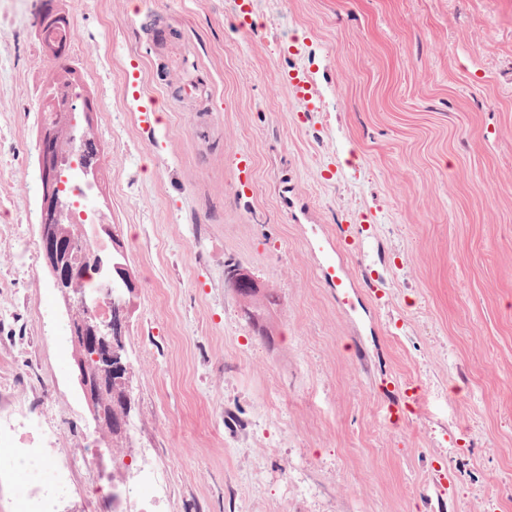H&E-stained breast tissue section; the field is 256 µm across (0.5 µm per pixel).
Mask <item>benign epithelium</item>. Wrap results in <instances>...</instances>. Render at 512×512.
<instances>
[{
    "label": "benign epithelium",
    "mask_w": 512,
    "mask_h": 512,
    "mask_svg": "<svg viewBox=\"0 0 512 512\" xmlns=\"http://www.w3.org/2000/svg\"><path fill=\"white\" fill-rule=\"evenodd\" d=\"M39 35L45 53L51 58L67 56L70 22L63 15L46 12L40 15ZM73 68L66 64L57 71L56 88L43 95L39 111L50 115V121L40 127L38 141V164L43 179L40 205V239L42 256L52 279L66 299L71 343L75 351V365L82 393L91 407L92 418L97 431L109 439H122L127 435L123 422L112 420V404L106 396H115L118 404L126 403L127 396L120 394L119 388L128 383L130 368L124 357V336L129 327V310L124 295L108 300L109 314L102 317L93 312L97 298L80 288L72 287L75 281L89 280L92 273L74 265L73 258L77 247H89L87 242H79L65 227L68 204L61 195L62 186L58 183L62 163L61 144L79 143L77 154L84 179L93 187L98 185L99 162L97 148L89 144L85 131L75 126L72 115L94 112L91 100L82 94L67 91L75 86L71 80ZM112 277L128 291L135 288L132 276L123 263L112 267ZM226 278L239 287L243 301V313L249 318L255 309L267 305L265 291L242 267H229ZM97 351L94 358L98 365L91 368L85 360L87 349Z\"/></svg>",
    "instance_id": "obj_1"
}]
</instances>
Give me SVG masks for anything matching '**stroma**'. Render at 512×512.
<instances>
[{
  "instance_id": "1",
  "label": "stroma",
  "mask_w": 512,
  "mask_h": 512,
  "mask_svg": "<svg viewBox=\"0 0 512 512\" xmlns=\"http://www.w3.org/2000/svg\"><path fill=\"white\" fill-rule=\"evenodd\" d=\"M47 8L95 106L100 222L77 230L109 224L136 284L123 458L154 456L92 500L77 476L67 512H512V0H0V375L64 460L109 440L41 252ZM230 264L279 296L269 337ZM391 380L422 396L397 423ZM39 35L45 53L51 58L67 56L68 33L70 22L63 15H53L49 12L40 15Z\"/></svg>"
}]
</instances>
